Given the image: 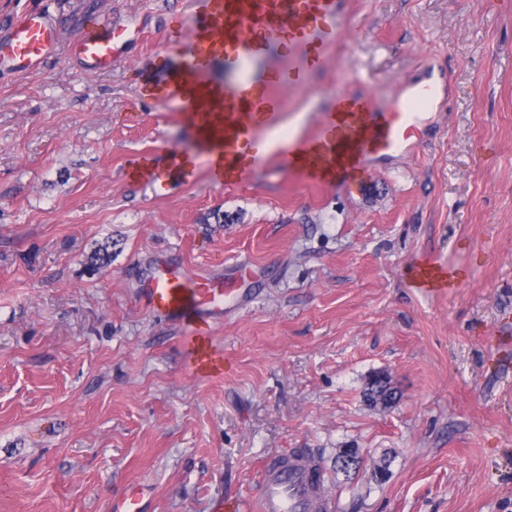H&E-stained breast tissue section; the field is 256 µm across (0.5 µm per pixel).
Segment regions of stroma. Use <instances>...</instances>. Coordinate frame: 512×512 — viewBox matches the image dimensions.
Masks as SVG:
<instances>
[{"mask_svg":"<svg viewBox=\"0 0 512 512\" xmlns=\"http://www.w3.org/2000/svg\"><path fill=\"white\" fill-rule=\"evenodd\" d=\"M35 8L59 50L0 69V512H107L134 483L150 512H210L294 448L335 512H512V367L488 344L512 311V0H349L350 36L284 92L290 127L316 133L337 93L387 103L448 75L410 147L350 188L269 155L246 186L201 163L163 196L130 171L166 172L191 137L139 74L170 57L186 0H0V24ZM104 16L131 31L107 72L67 51ZM160 262L236 288L210 336L223 372L143 306ZM428 263L462 288L422 285ZM380 374L389 408L364 398ZM342 448L361 453L346 473Z\"/></svg>","mask_w":512,"mask_h":512,"instance_id":"1","label":"stroma"}]
</instances>
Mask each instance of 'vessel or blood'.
<instances>
[{
  "label": "vessel or blood",
  "instance_id": "obj_1",
  "mask_svg": "<svg viewBox=\"0 0 512 512\" xmlns=\"http://www.w3.org/2000/svg\"><path fill=\"white\" fill-rule=\"evenodd\" d=\"M190 31L169 35L173 48L161 76H145L144 96L179 112L192 134L193 152L214 186L248 183L262 159L286 155L308 184L349 185L382 159L404 151L421 117L445 92V74L426 72L404 84L387 105L374 96L339 94L319 115L314 135L289 129L279 92L323 70L329 51L347 32V0H189ZM59 23L43 11L16 17L0 31V69H40L54 54ZM127 41L126 26L101 19L81 34L70 54L82 64L111 69ZM287 53V64L271 61ZM221 78H213L215 69ZM182 152L170 154L167 174L155 177L157 193L169 180L190 179ZM230 289L189 277L179 267L158 266L143 289L146 307L190 328L187 352L202 373L220 370L223 357L206 343L202 314L221 315ZM322 475L307 450L288 461L271 459L255 501L256 512H334ZM110 512H147L141 489L113 497Z\"/></svg>",
  "mask_w": 512,
  "mask_h": 512
}]
</instances>
